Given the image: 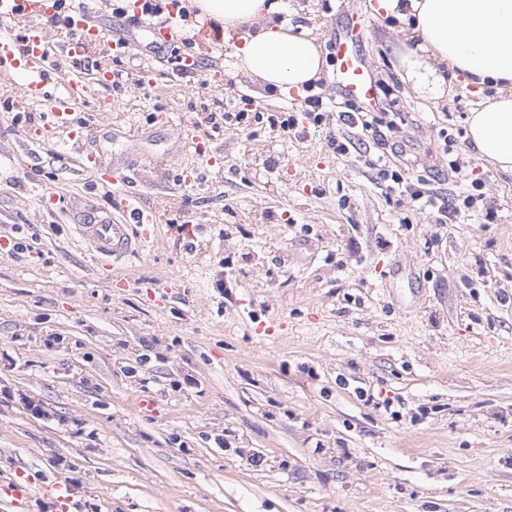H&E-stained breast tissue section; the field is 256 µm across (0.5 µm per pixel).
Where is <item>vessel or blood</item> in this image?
Wrapping results in <instances>:
<instances>
[{
  "label": "vessel or blood",
  "mask_w": 512,
  "mask_h": 512,
  "mask_svg": "<svg viewBox=\"0 0 512 512\" xmlns=\"http://www.w3.org/2000/svg\"><path fill=\"white\" fill-rule=\"evenodd\" d=\"M51 12L50 0H0V17L4 19L48 15ZM61 25L76 33L75 39L65 47L67 55L73 58L84 55L89 45L105 39L103 32L91 24L87 12L79 8L62 17ZM368 29L367 22L357 23L348 35L336 40L333 51L337 62V88L345 95L371 105L375 102L374 87L366 76L367 67L354 47ZM46 39L45 30L40 25L32 24L26 28L25 44L20 47L11 30L1 27L0 74L12 71L22 74L27 97L49 107L51 129H69L73 126L72 102L96 95L99 88L110 85L113 72L109 67H99L95 80L73 78L67 82L63 93L51 94L48 84L52 75L46 66ZM79 231L90 242L101 264H110L132 249L129 226L113 223L111 218L91 217L80 225Z\"/></svg>",
  "instance_id": "1"
}]
</instances>
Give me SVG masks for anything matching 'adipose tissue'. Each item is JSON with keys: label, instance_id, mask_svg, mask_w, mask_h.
I'll return each mask as SVG.
<instances>
[{"label": "adipose tissue", "instance_id": "1", "mask_svg": "<svg viewBox=\"0 0 512 512\" xmlns=\"http://www.w3.org/2000/svg\"><path fill=\"white\" fill-rule=\"evenodd\" d=\"M200 16L237 35L239 72L268 90L304 91L325 58L315 38L278 21L280 0H191ZM418 42L400 58L404 78L423 97L445 94V71L496 94L468 116L467 137L479 157L512 172V0H378Z\"/></svg>", "mask_w": 512, "mask_h": 512}]
</instances>
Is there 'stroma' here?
<instances>
[{"mask_svg":"<svg viewBox=\"0 0 512 512\" xmlns=\"http://www.w3.org/2000/svg\"><path fill=\"white\" fill-rule=\"evenodd\" d=\"M371 2L282 0L325 56L307 95L236 75L231 38L194 15L172 44L200 66L174 76L117 0L91 7L130 44L126 81L100 88L111 111L76 106L81 142L43 136L22 77L0 81V240L25 245L0 249V512H512V173L466 137L494 91L422 98L401 77L402 22ZM355 14L373 18L378 109L401 121L341 156L325 133L357 106L336 96L332 43ZM224 112L249 126L212 132ZM284 113L287 133L269 122ZM380 158L444 194L480 179L486 205L436 223L376 183ZM106 172L157 216L108 270L75 229L114 214ZM24 472L60 496L16 508Z\"/></svg>","mask_w":512,"mask_h":512,"instance_id":"1","label":"stroma"}]
</instances>
